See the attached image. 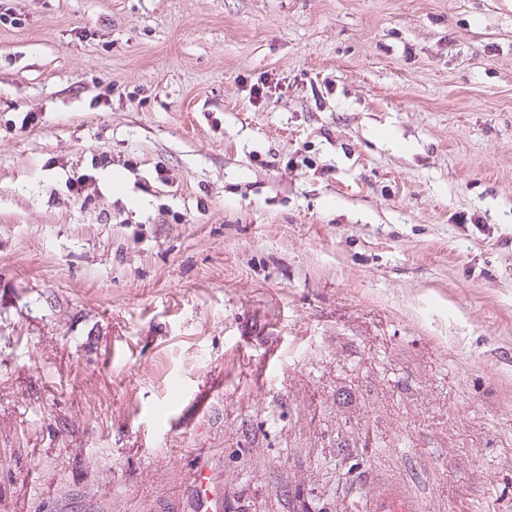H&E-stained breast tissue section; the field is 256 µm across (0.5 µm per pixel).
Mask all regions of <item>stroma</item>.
Here are the masks:
<instances>
[{"instance_id":"obj_1","label":"stroma","mask_w":512,"mask_h":512,"mask_svg":"<svg viewBox=\"0 0 512 512\" xmlns=\"http://www.w3.org/2000/svg\"><path fill=\"white\" fill-rule=\"evenodd\" d=\"M0 12V512H512V0ZM197 496L201 502L200 512H222V505L218 504L213 491L210 488L209 474L207 471H200L197 482ZM362 512H417L415 500L404 487L392 481H380L376 492L360 507Z\"/></svg>"}]
</instances>
